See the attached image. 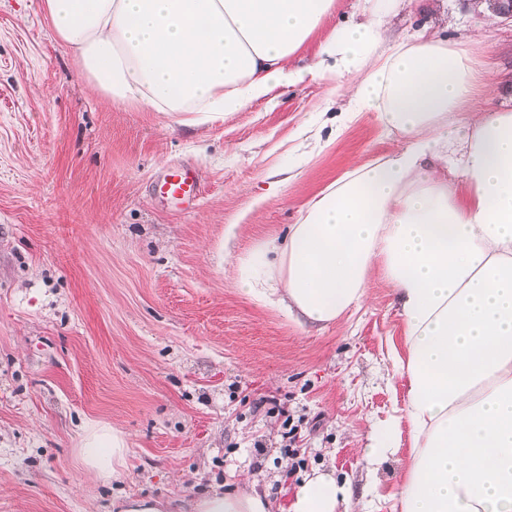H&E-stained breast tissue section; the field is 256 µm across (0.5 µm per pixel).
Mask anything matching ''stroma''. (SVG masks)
<instances>
[{"label":"stroma","mask_w":512,"mask_h":512,"mask_svg":"<svg viewBox=\"0 0 512 512\" xmlns=\"http://www.w3.org/2000/svg\"><path fill=\"white\" fill-rule=\"evenodd\" d=\"M40 2L0 0V512H118L129 495L185 504L244 476L284 508L314 470L348 482L366 512H399L408 431L366 463L407 395L381 270L358 312L322 326L255 303L229 262L283 236L398 135L369 111L336 130L338 82L312 73L199 126L108 104ZM434 10L485 71L475 108L512 107V22L476 0ZM182 162L205 192L176 213L153 183ZM90 422L127 440L106 484L79 453ZM288 423L304 460L292 475Z\"/></svg>","instance_id":"35a3bbf8"}]
</instances>
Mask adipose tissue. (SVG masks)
Listing matches in <instances>:
<instances>
[{
  "mask_svg": "<svg viewBox=\"0 0 512 512\" xmlns=\"http://www.w3.org/2000/svg\"><path fill=\"white\" fill-rule=\"evenodd\" d=\"M336 0H42L55 39L103 101L145 104L197 126L227 118L306 74L299 57ZM325 35L319 74L375 113L403 146L353 166L283 239L233 256L240 288L312 324L367 299L380 268L406 328L402 418L410 452L401 512H512V111L469 118L480 63L435 19L390 43L382 11ZM122 432L91 425L84 467L115 479ZM346 484L313 473L288 512H339ZM190 512H274L268 489L238 484Z\"/></svg>",
  "mask_w": 512,
  "mask_h": 512,
  "instance_id": "adipose-tissue-1",
  "label": "adipose tissue"
}]
</instances>
